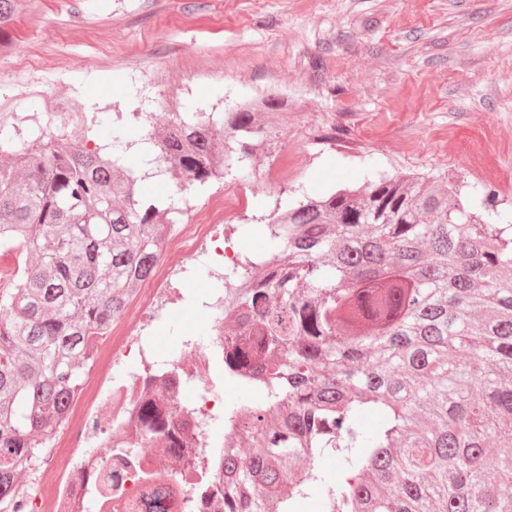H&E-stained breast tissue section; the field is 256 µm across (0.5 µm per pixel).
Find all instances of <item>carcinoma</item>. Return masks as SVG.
<instances>
[{"mask_svg":"<svg viewBox=\"0 0 512 512\" xmlns=\"http://www.w3.org/2000/svg\"><path fill=\"white\" fill-rule=\"evenodd\" d=\"M19 9L0 0V42ZM283 109L268 96L160 131L146 112L111 157L49 139L0 168V249L17 259L0 289V512L63 425L91 339L160 260L174 208L144 182L205 187L267 146ZM135 142L151 158L134 169ZM460 195L381 176L308 197L268 224L269 259L224 270V378L247 394L224 416V512H512V215ZM141 419L170 428L151 402Z\"/></svg>","mask_w":512,"mask_h":512,"instance_id":"1","label":"carcinoma"}]
</instances>
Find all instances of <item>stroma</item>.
<instances>
[{
	"instance_id": "1",
	"label": "stroma",
	"mask_w": 512,
	"mask_h": 512,
	"mask_svg": "<svg viewBox=\"0 0 512 512\" xmlns=\"http://www.w3.org/2000/svg\"><path fill=\"white\" fill-rule=\"evenodd\" d=\"M0 63V167L52 135L95 149L134 113L158 126L281 98L271 149L178 198L175 222L206 195L243 187L224 225L242 255L261 252L278 206L378 175L449 176L512 210V0H29ZM112 98L92 102L100 81ZM155 327L167 363L211 344L191 309Z\"/></svg>"
}]
</instances>
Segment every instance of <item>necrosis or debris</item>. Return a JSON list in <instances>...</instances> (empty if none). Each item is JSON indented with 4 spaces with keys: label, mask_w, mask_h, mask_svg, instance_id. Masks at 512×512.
I'll list each match as a JSON object with an SVG mask.
<instances>
[{
    "label": "necrosis or debris",
    "mask_w": 512,
    "mask_h": 512,
    "mask_svg": "<svg viewBox=\"0 0 512 512\" xmlns=\"http://www.w3.org/2000/svg\"><path fill=\"white\" fill-rule=\"evenodd\" d=\"M227 191L209 197L175 234L161 243V258L130 315L114 319L93 351L94 367L70 402L66 423L49 438L41 465L21 483L20 512H135L156 496L165 512H222L224 453L208 422L224 413V391L213 379L216 349L224 343V292L216 290L197 313L212 332V345L159 365L153 329L185 300L188 268L213 256L215 276L238 262L224 245V219L243 205ZM123 368L114 376V368ZM199 392L186 398L190 382ZM173 410L179 447L165 435H147L140 418L144 399ZM111 482L109 500L93 486Z\"/></svg>",
    "instance_id": "1"
}]
</instances>
